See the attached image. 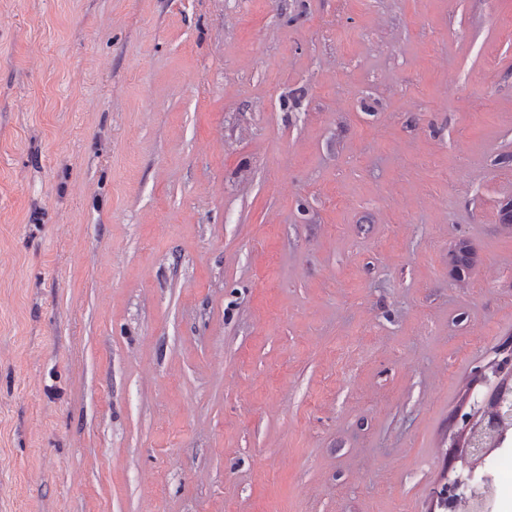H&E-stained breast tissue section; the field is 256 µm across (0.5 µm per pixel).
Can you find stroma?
Here are the masks:
<instances>
[{
    "label": "stroma",
    "mask_w": 512,
    "mask_h": 512,
    "mask_svg": "<svg viewBox=\"0 0 512 512\" xmlns=\"http://www.w3.org/2000/svg\"><path fill=\"white\" fill-rule=\"evenodd\" d=\"M509 207L512 0H0V512H445Z\"/></svg>",
    "instance_id": "stroma-1"
}]
</instances>
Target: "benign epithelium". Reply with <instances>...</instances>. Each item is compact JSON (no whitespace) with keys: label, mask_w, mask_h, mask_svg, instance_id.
I'll list each match as a JSON object with an SVG mask.
<instances>
[{"label":"benign epithelium","mask_w":512,"mask_h":512,"mask_svg":"<svg viewBox=\"0 0 512 512\" xmlns=\"http://www.w3.org/2000/svg\"><path fill=\"white\" fill-rule=\"evenodd\" d=\"M469 398L470 413L461 418V421L467 434L465 454L470 461L460 470L448 474L445 482L469 494L475 512H486L491 493L490 485L486 484L482 490L476 491L471 487V479L476 474V463L495 448V444L484 442V436H497L500 445L505 442V433L512 427V392L504 388L489 402L480 392L473 390Z\"/></svg>","instance_id":"1"}]
</instances>
